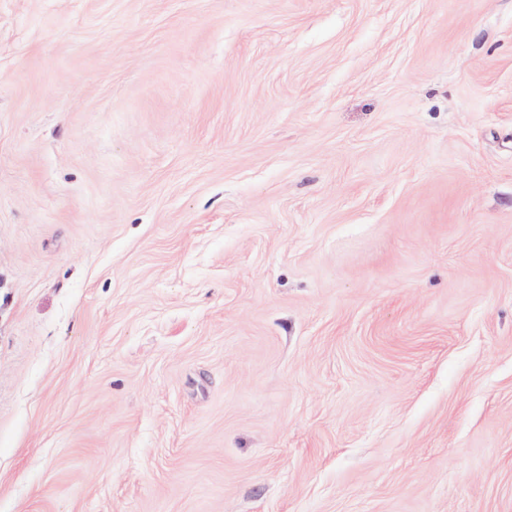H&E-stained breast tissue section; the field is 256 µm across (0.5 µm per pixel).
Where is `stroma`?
<instances>
[{
    "label": "stroma",
    "instance_id": "35a3bbf8",
    "mask_svg": "<svg viewBox=\"0 0 512 512\" xmlns=\"http://www.w3.org/2000/svg\"><path fill=\"white\" fill-rule=\"evenodd\" d=\"M0 512H512V0H0Z\"/></svg>",
    "mask_w": 512,
    "mask_h": 512
}]
</instances>
